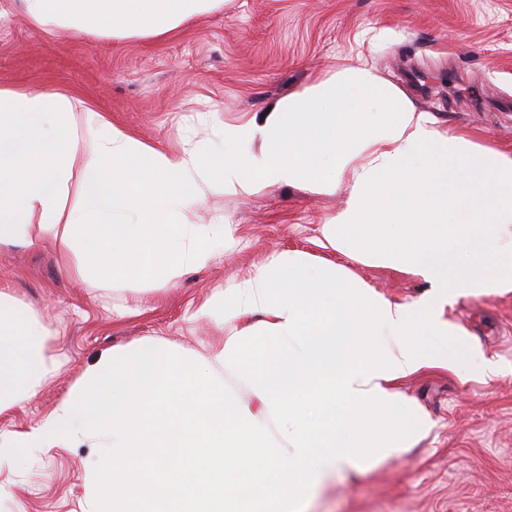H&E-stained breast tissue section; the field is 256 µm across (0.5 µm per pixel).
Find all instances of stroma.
Segmentation results:
<instances>
[{
  "label": "stroma",
  "mask_w": 512,
  "mask_h": 512,
  "mask_svg": "<svg viewBox=\"0 0 512 512\" xmlns=\"http://www.w3.org/2000/svg\"><path fill=\"white\" fill-rule=\"evenodd\" d=\"M361 64L402 88L439 126L512 149V0H224L163 40L98 37L29 24L19 0H0V86L77 95L139 140L164 150L205 140L197 113L250 116L312 79ZM345 205L340 194L269 185L216 193L199 224H237L240 245L183 274L177 286L130 290L80 280L37 251L0 245V283L40 315L58 366L30 401L0 414V434L27 431L87 368L114 350L161 338L205 354L217 332L193 313L212 292L247 277L276 251L322 256L319 227ZM388 298L409 301L412 276L361 266ZM448 317L475 335L501 371L459 378L435 367L402 386L434 421L398 457L338 474L308 512H512V293L462 298ZM92 442L0 458V512H82Z\"/></svg>",
  "instance_id": "35a3bbf8"
}]
</instances>
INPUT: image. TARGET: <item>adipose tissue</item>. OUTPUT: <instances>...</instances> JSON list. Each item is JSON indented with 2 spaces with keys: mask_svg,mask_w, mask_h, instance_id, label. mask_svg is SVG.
<instances>
[{
  "mask_svg": "<svg viewBox=\"0 0 512 512\" xmlns=\"http://www.w3.org/2000/svg\"><path fill=\"white\" fill-rule=\"evenodd\" d=\"M222 0H20L48 32L161 39ZM204 145L162 151L81 98L0 86V244L58 246L78 278L135 290L175 285L238 241L191 212L219 191L276 184L341 193L319 229L338 264L272 254L196 310L220 331L205 355L151 339L104 356L0 453L83 440L85 512H306L310 493L425 439L433 422L399 382L477 363L498 376L445 307L512 292V151L440 129L404 91L348 66L270 110L210 116ZM408 274L404 302L356 266ZM35 313L0 289V413L33 396L54 361Z\"/></svg>",
  "mask_w": 512,
  "mask_h": 512,
  "instance_id": "ef3b65f1",
  "label": "adipose tissue"
}]
</instances>
